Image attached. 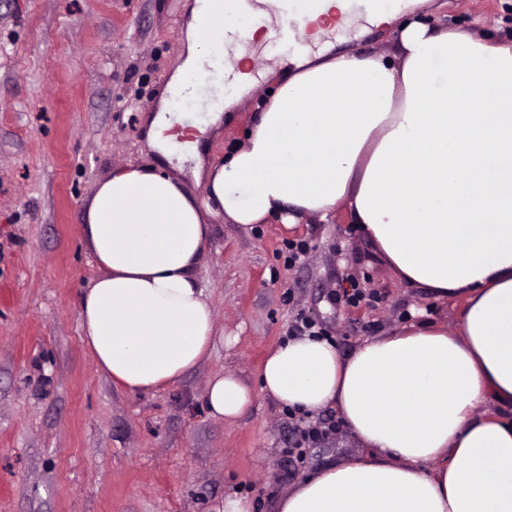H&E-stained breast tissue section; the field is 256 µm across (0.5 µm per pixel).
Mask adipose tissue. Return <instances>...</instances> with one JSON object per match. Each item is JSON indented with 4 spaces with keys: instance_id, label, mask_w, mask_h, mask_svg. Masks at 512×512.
I'll return each instance as SVG.
<instances>
[{
    "instance_id": "ef3b65f1",
    "label": "adipose tissue",
    "mask_w": 512,
    "mask_h": 512,
    "mask_svg": "<svg viewBox=\"0 0 512 512\" xmlns=\"http://www.w3.org/2000/svg\"><path fill=\"white\" fill-rule=\"evenodd\" d=\"M426 0H383L373 25L396 23L399 54L291 55L243 144L206 162L187 128L219 127L254 87L225 89L197 121L176 111L217 34L194 0L180 62L150 119L148 144L191 157L196 198L173 172L128 165L95 187L83 237L99 268L79 299L98 368L132 393L179 382L217 340L195 271L211 219L293 225L348 205L410 285L460 304L454 330L396 331L342 353L296 337L261 370L273 400L318 415L336 407L365 446L278 499L276 512H512V41L405 21ZM252 390L213 375L210 414L241 418Z\"/></svg>"
}]
</instances>
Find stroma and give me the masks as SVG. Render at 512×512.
Wrapping results in <instances>:
<instances>
[{
    "instance_id": "obj_1",
    "label": "stroma",
    "mask_w": 512,
    "mask_h": 512,
    "mask_svg": "<svg viewBox=\"0 0 512 512\" xmlns=\"http://www.w3.org/2000/svg\"><path fill=\"white\" fill-rule=\"evenodd\" d=\"M187 0H0V512H211L230 492L254 512L327 464L364 454L346 426L289 453L287 407L259 391L267 353L303 315L326 324L341 352L414 323L455 327V301L409 285L353 222L243 230L216 220L196 277L219 334L179 383L133 394L112 383L84 342L79 295L99 273L82 235L95 185L144 159V119L180 50ZM417 18L492 40L512 37V0H432ZM344 46L396 56L386 26L348 25ZM251 95L207 143L213 157L243 142ZM307 240L288 264L285 243ZM378 304H332L350 280ZM254 386L241 420L213 418L208 380Z\"/></svg>"
}]
</instances>
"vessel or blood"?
<instances>
[{"instance_id":"obj_1","label":"vessel or blood","mask_w":512,"mask_h":512,"mask_svg":"<svg viewBox=\"0 0 512 512\" xmlns=\"http://www.w3.org/2000/svg\"><path fill=\"white\" fill-rule=\"evenodd\" d=\"M241 0H225L223 14L208 13L203 17L205 28L225 32L224 41L213 45L210 57L204 61L202 70L197 74L195 83L196 94L189 112L199 114L205 112L209 102L210 92L222 89L229 85L234 74L230 72L225 62L231 59L239 44L244 41V30L238 27L237 17L240 15L239 5ZM284 7L281 15L274 25L268 43L271 48L278 51H300L304 48L303 41L298 35V18L307 12L313 0H282Z\"/></svg>"}]
</instances>
